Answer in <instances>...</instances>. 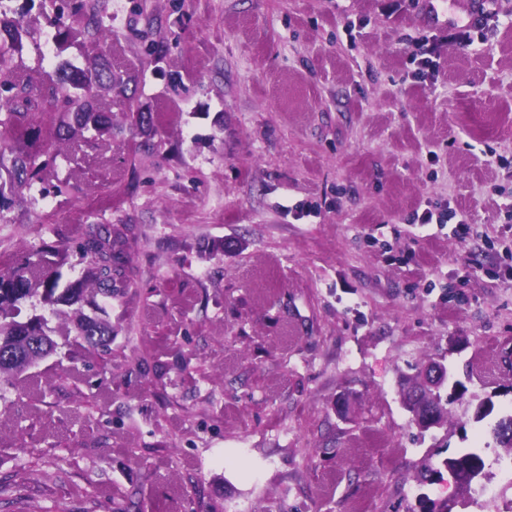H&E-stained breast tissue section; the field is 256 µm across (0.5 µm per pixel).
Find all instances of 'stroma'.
<instances>
[{
  "instance_id": "35a3bbf8",
  "label": "stroma",
  "mask_w": 512,
  "mask_h": 512,
  "mask_svg": "<svg viewBox=\"0 0 512 512\" xmlns=\"http://www.w3.org/2000/svg\"><path fill=\"white\" fill-rule=\"evenodd\" d=\"M99 3L109 34L63 45L48 0H0L34 82L96 59L152 115L96 145L43 118L71 160L0 211V254L55 243L67 281L87 225L120 228L131 280L97 301L111 355L0 385V512H512V0L441 27L419 0ZM432 360L466 391L422 432L401 389ZM466 449L484 478L416 481Z\"/></svg>"
}]
</instances>
